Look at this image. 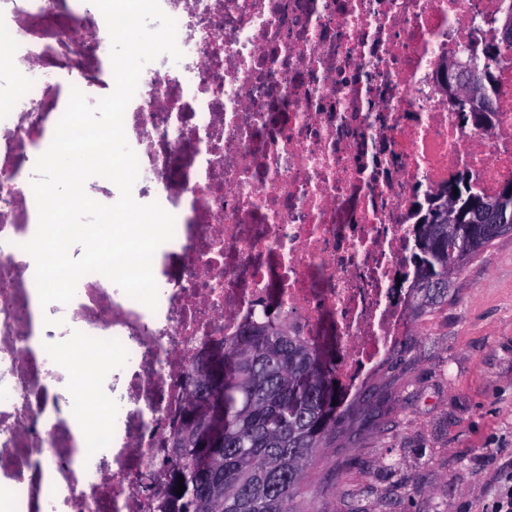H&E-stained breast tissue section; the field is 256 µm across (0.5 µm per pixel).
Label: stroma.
<instances>
[{"label":"stroma","instance_id":"stroma-1","mask_svg":"<svg viewBox=\"0 0 512 512\" xmlns=\"http://www.w3.org/2000/svg\"><path fill=\"white\" fill-rule=\"evenodd\" d=\"M350 401L306 512H487L512 471V236L411 318Z\"/></svg>","mask_w":512,"mask_h":512}]
</instances>
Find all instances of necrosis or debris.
I'll return each instance as SVG.
<instances>
[{"label": "necrosis or debris", "mask_w": 512, "mask_h": 512, "mask_svg": "<svg viewBox=\"0 0 512 512\" xmlns=\"http://www.w3.org/2000/svg\"><path fill=\"white\" fill-rule=\"evenodd\" d=\"M177 22V65L143 68L124 116L137 155V202L174 215L178 252L149 309L100 299L80 279L62 311L76 330L118 339L143 405L118 413L114 466L77 461L70 424L36 356L35 285L27 281L31 182L49 147L41 90H86L89 60L110 56L91 0H0V450L19 471L0 512H150L145 481L164 486L159 450L187 406L184 376L276 303L302 336H336V381L353 393L408 329L400 283L413 203L467 179L495 194L512 179V51L494 72L492 127L448 103L441 67L500 38L512 0H160ZM82 482L58 495L25 469Z\"/></svg>", "instance_id": "4bbe7bcc"}]
</instances>
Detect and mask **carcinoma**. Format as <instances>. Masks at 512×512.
I'll return each mask as SVG.
<instances>
[{
  "mask_svg": "<svg viewBox=\"0 0 512 512\" xmlns=\"http://www.w3.org/2000/svg\"><path fill=\"white\" fill-rule=\"evenodd\" d=\"M512 37L474 49L479 69L476 83L483 111H494L493 72L502 46ZM471 220L476 212L493 211L512 219V196L488 197L458 187V194L429 195L415 202L419 215L408 261L405 306L420 313L442 302L448 293L421 297L426 286L460 271L492 239L468 234L464 227L448 230V199ZM335 355L310 343L289 326L279 310L245 324L224 340V448L220 466L206 463V449L196 447L198 421H184L177 456L168 482L155 498L154 512H304L305 478L318 449L324 447L347 410V399L336 389ZM184 493L178 495L179 478Z\"/></svg>",
  "mask_w": 512,
  "mask_h": 512,
  "instance_id": "obj_1",
  "label": "carcinoma"
}]
</instances>
